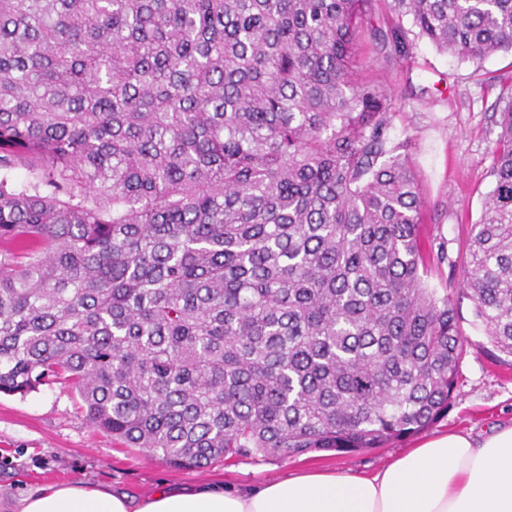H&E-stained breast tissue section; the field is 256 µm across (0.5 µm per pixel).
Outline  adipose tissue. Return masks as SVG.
<instances>
[{"label":"adipose tissue","mask_w":512,"mask_h":512,"mask_svg":"<svg viewBox=\"0 0 512 512\" xmlns=\"http://www.w3.org/2000/svg\"><path fill=\"white\" fill-rule=\"evenodd\" d=\"M20 512H512V427L478 442L431 438L370 475L311 468L248 488L165 487L143 500L75 481L27 495Z\"/></svg>","instance_id":"obj_1"}]
</instances>
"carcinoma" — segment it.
I'll list each match as a JSON object with an SVG mask.
<instances>
[{
    "mask_svg": "<svg viewBox=\"0 0 512 512\" xmlns=\"http://www.w3.org/2000/svg\"><path fill=\"white\" fill-rule=\"evenodd\" d=\"M416 41L512 51V0H0V393L130 448L356 453L448 412L456 296L512 356V96L469 257L428 287L393 97Z\"/></svg>",
    "mask_w": 512,
    "mask_h": 512,
    "instance_id": "cac0c4a2",
    "label": "carcinoma"
}]
</instances>
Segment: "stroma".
<instances>
[{
    "label": "stroma",
    "mask_w": 512,
    "mask_h": 512,
    "mask_svg": "<svg viewBox=\"0 0 512 512\" xmlns=\"http://www.w3.org/2000/svg\"><path fill=\"white\" fill-rule=\"evenodd\" d=\"M358 79H383L391 86V136L410 143L408 152L425 201L422 232L447 240L451 260H464L470 226L480 220L493 188L488 145L499 132V99L512 86V54L464 61L421 41L408 63L392 65L385 74L362 68ZM433 84L439 93L420 94V87ZM458 313L467 344L457 387L447 414L428 432L454 431L477 438L512 425V357L492 347L469 299H461ZM419 441L414 435L353 455L316 452L219 462L204 470L177 469L94 429L71 382L56 379L23 397L0 395V512H19L26 494L69 481L106 486L137 499L163 486H254L311 467L371 472Z\"/></svg>",
    "instance_id": "stroma-1"
}]
</instances>
